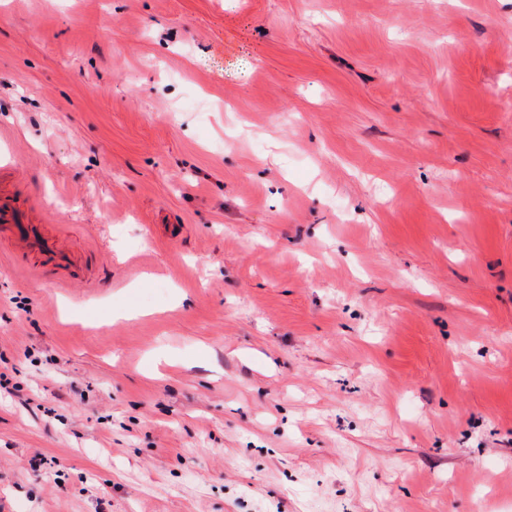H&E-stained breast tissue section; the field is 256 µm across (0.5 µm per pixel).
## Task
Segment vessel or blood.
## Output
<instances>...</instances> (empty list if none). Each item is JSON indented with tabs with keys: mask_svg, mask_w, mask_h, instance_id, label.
<instances>
[{
	"mask_svg": "<svg viewBox=\"0 0 512 512\" xmlns=\"http://www.w3.org/2000/svg\"><path fill=\"white\" fill-rule=\"evenodd\" d=\"M8 236L15 254L35 260L42 271L57 275L76 268L75 255L36 223L15 197L0 189V236Z\"/></svg>",
	"mask_w": 512,
	"mask_h": 512,
	"instance_id": "b4317fda",
	"label": "vessel or blood"
}]
</instances>
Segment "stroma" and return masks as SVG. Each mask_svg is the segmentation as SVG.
Instances as JSON below:
<instances>
[{"mask_svg": "<svg viewBox=\"0 0 512 512\" xmlns=\"http://www.w3.org/2000/svg\"><path fill=\"white\" fill-rule=\"evenodd\" d=\"M0 512H512V0H0ZM5 233L15 254L35 260L45 274L56 276L77 267L75 255L44 224L36 223L12 194L0 188V239Z\"/></svg>", "mask_w": 512, "mask_h": 512, "instance_id": "1", "label": "stroma"}]
</instances>
